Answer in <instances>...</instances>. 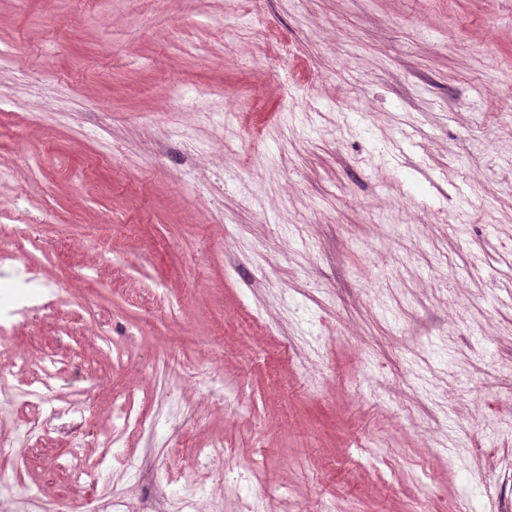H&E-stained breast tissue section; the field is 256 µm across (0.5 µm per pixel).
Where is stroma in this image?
Returning <instances> with one entry per match:
<instances>
[{
    "mask_svg": "<svg viewBox=\"0 0 512 512\" xmlns=\"http://www.w3.org/2000/svg\"><path fill=\"white\" fill-rule=\"evenodd\" d=\"M17 224L0 512H512V0H0ZM11 260L14 265L22 267V274L17 275L19 279L11 282V288H13V295L17 306H21V309L27 307L29 301L28 283L36 279V272L30 267L27 261L19 253L8 249L1 248L0 261Z\"/></svg>",
    "mask_w": 512,
    "mask_h": 512,
    "instance_id": "stroma-1",
    "label": "stroma"
}]
</instances>
